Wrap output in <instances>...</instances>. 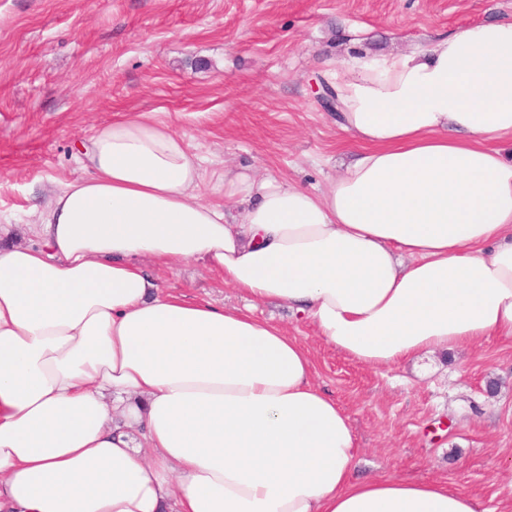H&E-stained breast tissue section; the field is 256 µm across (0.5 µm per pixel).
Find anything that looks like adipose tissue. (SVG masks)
Masks as SVG:
<instances>
[{
	"label": "adipose tissue",
	"mask_w": 512,
	"mask_h": 512,
	"mask_svg": "<svg viewBox=\"0 0 512 512\" xmlns=\"http://www.w3.org/2000/svg\"><path fill=\"white\" fill-rule=\"evenodd\" d=\"M363 143L322 193L214 172L143 113L82 145L88 176L0 247V512H480L443 479L354 480L349 417L300 340L306 314L382 369L512 340V22L332 73ZM200 259L247 301L163 291L145 261Z\"/></svg>",
	"instance_id": "adipose-tissue-1"
}]
</instances>
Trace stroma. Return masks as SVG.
<instances>
[{"mask_svg": "<svg viewBox=\"0 0 512 512\" xmlns=\"http://www.w3.org/2000/svg\"><path fill=\"white\" fill-rule=\"evenodd\" d=\"M511 20L512 0H0V243L41 246L33 201L83 176L99 127L141 113L185 133L206 169L322 190L359 149L316 99L329 63ZM147 268L188 299L244 304L203 261ZM253 312L310 349L352 423L357 477L442 478L486 512L512 507V341L373 369L287 305Z\"/></svg>", "mask_w": 512, "mask_h": 512, "instance_id": "35a3bbf8", "label": "stroma"}]
</instances>
